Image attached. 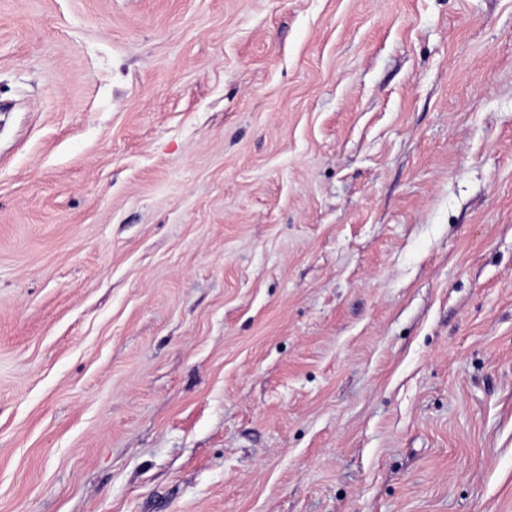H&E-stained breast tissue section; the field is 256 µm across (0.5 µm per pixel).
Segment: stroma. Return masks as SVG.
I'll list each match as a JSON object with an SVG mask.
<instances>
[{
  "label": "stroma",
  "instance_id": "obj_1",
  "mask_svg": "<svg viewBox=\"0 0 512 512\" xmlns=\"http://www.w3.org/2000/svg\"><path fill=\"white\" fill-rule=\"evenodd\" d=\"M0 512H512V0H0Z\"/></svg>",
  "mask_w": 512,
  "mask_h": 512
}]
</instances>
